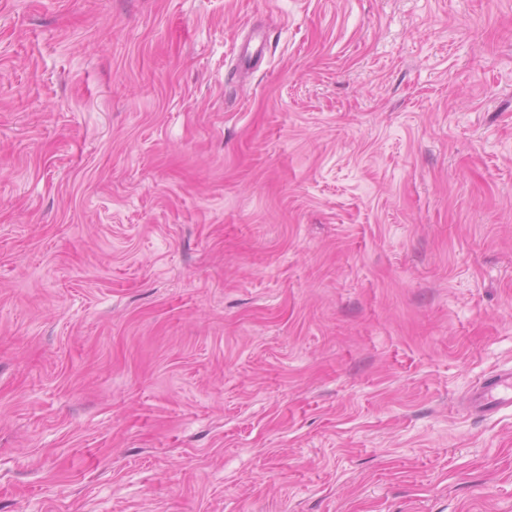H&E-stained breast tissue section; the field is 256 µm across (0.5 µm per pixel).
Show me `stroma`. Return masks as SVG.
Returning a JSON list of instances; mask_svg holds the SVG:
<instances>
[{"instance_id": "35a3bbf8", "label": "stroma", "mask_w": 512, "mask_h": 512, "mask_svg": "<svg viewBox=\"0 0 512 512\" xmlns=\"http://www.w3.org/2000/svg\"><path fill=\"white\" fill-rule=\"evenodd\" d=\"M505 369L512 0H0V512H512ZM470 405L475 413L492 414L512 407V373L496 374L484 379L473 391Z\"/></svg>"}]
</instances>
